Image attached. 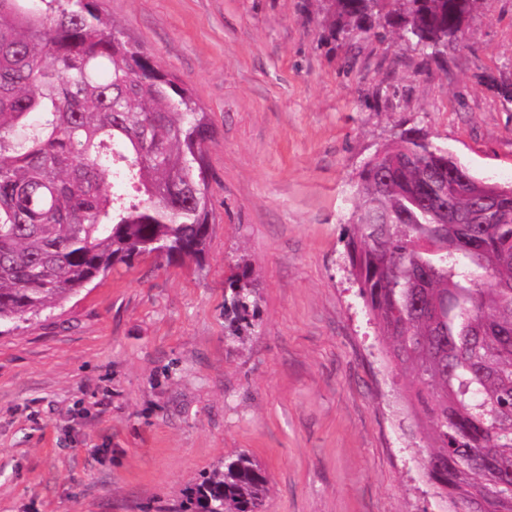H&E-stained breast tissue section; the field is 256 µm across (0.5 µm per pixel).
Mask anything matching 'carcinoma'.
<instances>
[{
    "label": "carcinoma",
    "mask_w": 512,
    "mask_h": 512,
    "mask_svg": "<svg viewBox=\"0 0 512 512\" xmlns=\"http://www.w3.org/2000/svg\"><path fill=\"white\" fill-rule=\"evenodd\" d=\"M478 0H334L396 20L440 54ZM206 116L186 85L112 31L95 0H0V326L34 324L117 264L201 259L211 223ZM406 133L359 175L346 257L407 400L428 419L424 470L448 503L512 512V189L481 183ZM116 181L120 192L107 188ZM451 181L464 188L448 195ZM240 454L188 494L202 512H262Z\"/></svg>",
    "instance_id": "1"
}]
</instances>
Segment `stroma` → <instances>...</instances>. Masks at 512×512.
I'll return each mask as SVG.
<instances>
[{"instance_id":"35a3bbf8","label":"stroma","mask_w":512,"mask_h":512,"mask_svg":"<svg viewBox=\"0 0 512 512\" xmlns=\"http://www.w3.org/2000/svg\"><path fill=\"white\" fill-rule=\"evenodd\" d=\"M330 4L97 0L206 112L213 222L201 261L136 257L0 334V512H184L243 453L263 512H448L345 241L403 132L512 185V0L436 57Z\"/></svg>"}]
</instances>
